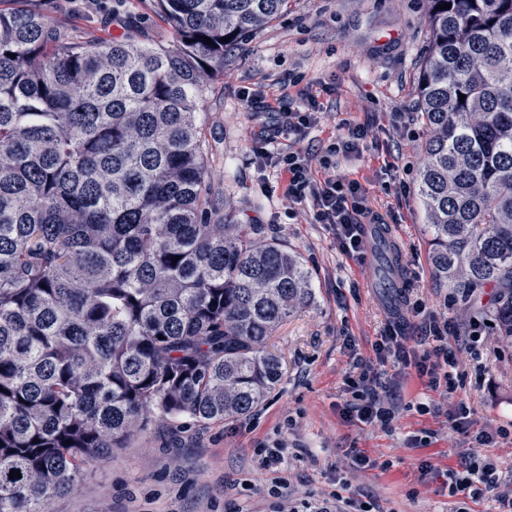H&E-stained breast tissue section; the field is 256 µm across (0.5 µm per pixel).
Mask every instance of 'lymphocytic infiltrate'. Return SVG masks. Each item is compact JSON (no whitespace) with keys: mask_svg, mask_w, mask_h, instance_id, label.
Listing matches in <instances>:
<instances>
[{"mask_svg":"<svg viewBox=\"0 0 512 512\" xmlns=\"http://www.w3.org/2000/svg\"><path fill=\"white\" fill-rule=\"evenodd\" d=\"M246 101L255 114L274 116L277 132L287 136L300 135L314 125L320 112L317 97L306 90L300 91L297 104L288 109L263 96L250 94ZM369 137L370 127L363 123L338 135L322 156L290 147L275 148L267 138L253 151L258 168L273 169L284 179L289 200L312 199L315 219L330 230L337 250L361 262L366 259V225L383 223L384 218L373 209L367 189L357 179L334 172L333 160L359 152ZM388 319V330L375 346L377 360L383 363L392 358L414 368L430 391L444 395L456 390L462 380L457 352H475L477 331L426 315L419 300L405 302L402 309L391 311ZM343 391L346 399L339 412L345 421L387 427L399 413L396 402L378 395L372 366H362L359 374L346 376ZM419 469L441 480L449 494L473 501L489 498L496 512H512V493L501 491L502 471L493 458L470 459L459 468L446 470L425 460Z\"/></svg>","mask_w":512,"mask_h":512,"instance_id":"lymphocytic-infiltrate-1","label":"lymphocytic infiltrate"}]
</instances>
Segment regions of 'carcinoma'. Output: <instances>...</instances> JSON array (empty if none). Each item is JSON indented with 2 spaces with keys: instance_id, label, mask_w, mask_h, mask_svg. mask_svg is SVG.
Masks as SVG:
<instances>
[{
  "instance_id": "obj_1",
  "label": "carcinoma",
  "mask_w": 512,
  "mask_h": 512,
  "mask_svg": "<svg viewBox=\"0 0 512 512\" xmlns=\"http://www.w3.org/2000/svg\"><path fill=\"white\" fill-rule=\"evenodd\" d=\"M156 6L173 45L0 10V512H45L156 419L248 415L283 377L269 336L312 299L260 225L211 223L199 112L225 49L288 0ZM425 9L431 264L466 299L494 289L512 339V0Z\"/></svg>"
}]
</instances>
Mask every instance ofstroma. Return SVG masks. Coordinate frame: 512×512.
Here are the masks:
<instances>
[{"instance_id":"stroma-1","label":"stroma","mask_w":512,"mask_h":512,"mask_svg":"<svg viewBox=\"0 0 512 512\" xmlns=\"http://www.w3.org/2000/svg\"><path fill=\"white\" fill-rule=\"evenodd\" d=\"M27 6L63 35L85 41L126 32L164 45L177 38L155 0H111L110 9L93 15L65 0H28ZM428 38L424 0H289L278 21L225 52L224 71L209 77L200 103L213 205L230 211L234 223L261 225L265 238L297 252L311 274L314 300L270 336L267 348L280 357L283 378L252 413L205 424L156 420L90 463L84 479L49 500L46 512H306L342 482L381 512H494L492 500L467 503L449 495L418 464L428 459L454 467L472 454L496 459L503 476L512 477V441L474 440L490 425L512 430V342L482 325L480 357L460 354L464 386L446 397L387 362L377 390L402 405L392 429L343 422L345 376L375 363L387 314L402 306L397 290L379 285L386 241L370 242L362 263L342 255L316 223L311 201H288L283 183L253 164V147L273 121L250 112L243 98L250 91L288 102L300 90L312 91L323 110L299 146L317 152L347 126L372 125L376 147L338 167L366 187L376 211L393 212L402 287L427 309L468 325L475 308L433 276L417 194L427 130L417 117L416 88ZM291 74L298 85L287 84ZM398 120L407 126L402 138L393 130ZM386 165L395 169L394 180L381 175ZM218 170L223 178H215ZM461 401L470 409L469 433L452 436L448 412ZM276 440L287 441L290 456L274 473L260 468L257 450ZM356 452L376 459V467L357 468ZM277 474L288 481L282 496L269 492Z\"/></svg>"}]
</instances>
